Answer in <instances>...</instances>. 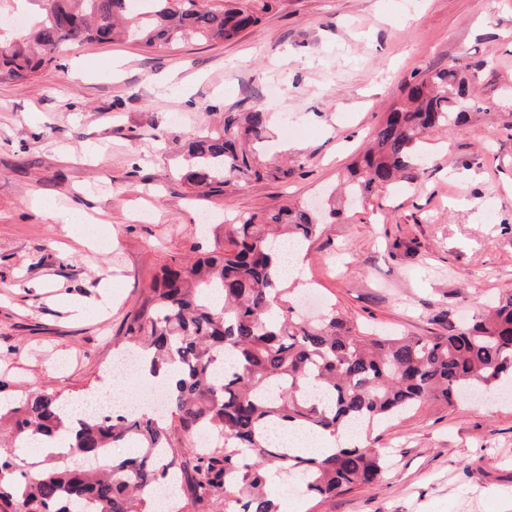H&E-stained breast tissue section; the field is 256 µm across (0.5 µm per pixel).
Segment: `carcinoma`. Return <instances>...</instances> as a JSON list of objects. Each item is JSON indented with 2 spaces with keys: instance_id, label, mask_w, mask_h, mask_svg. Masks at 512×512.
Instances as JSON below:
<instances>
[{
  "instance_id": "obj_1",
  "label": "carcinoma",
  "mask_w": 512,
  "mask_h": 512,
  "mask_svg": "<svg viewBox=\"0 0 512 512\" xmlns=\"http://www.w3.org/2000/svg\"><path fill=\"white\" fill-rule=\"evenodd\" d=\"M269 0H40L30 26H0V81H22L58 66L68 47L124 37L144 48L190 39L229 41L261 22ZM479 64L458 59L405 86L373 145L355 160L343 192L352 201L394 186L422 162L419 147L434 128L459 123L480 106L468 81ZM268 113L226 112L221 126L188 140L182 180L201 195L237 176H262L247 143L267 132ZM342 213L282 205L244 217L190 263L162 270L124 324L140 350L138 368L166 373L165 416L114 409L63 417L60 395L43 389L0 409V428L23 448L42 436L66 451L37 462L0 453V512H149L143 493L176 477L184 506L208 512H278L268 491L279 474L304 496L328 499L382 480L385 452L368 444L294 455L275 438L288 424L304 433L367 428L427 399L446 403L472 386L512 383V294L469 326L448 335L364 336L335 306L309 319L287 305L278 248L310 242ZM219 436L199 451L191 440ZM123 444L134 455L113 458Z\"/></svg>"
}]
</instances>
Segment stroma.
I'll list each match as a JSON object with an SVG mask.
<instances>
[{
    "label": "stroma",
    "instance_id": "35a3bbf8",
    "mask_svg": "<svg viewBox=\"0 0 512 512\" xmlns=\"http://www.w3.org/2000/svg\"><path fill=\"white\" fill-rule=\"evenodd\" d=\"M270 4L232 41L86 43L0 82V395L98 391L165 265L227 219L338 186L406 83L456 58L483 62V112L429 133L411 180L323 225L284 286L316 289L363 331L412 336L512 293V0ZM259 104L266 175L192 195L186 140ZM46 201L79 206L98 234L70 236ZM363 439L387 452L379 483L319 502L283 474L269 485L281 512H512V398L427 400Z\"/></svg>",
    "mask_w": 512,
    "mask_h": 512
}]
</instances>
